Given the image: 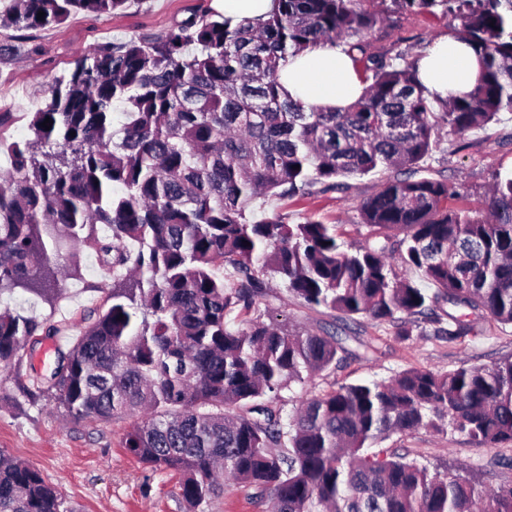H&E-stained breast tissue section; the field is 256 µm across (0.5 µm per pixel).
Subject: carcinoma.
I'll return each mask as SVG.
<instances>
[{"instance_id":"carcinoma-1","label":"carcinoma","mask_w":512,"mask_h":512,"mask_svg":"<svg viewBox=\"0 0 512 512\" xmlns=\"http://www.w3.org/2000/svg\"><path fill=\"white\" fill-rule=\"evenodd\" d=\"M132 2L3 0L0 25L44 29ZM362 2L273 0L253 21L206 10L157 36L99 44L54 80L29 137L0 138L10 160L0 296L54 303L81 267L75 252L63 267L51 256L77 246L112 271L46 380L47 401L78 422L144 414L122 448L177 474L186 512H207L226 479L272 512H512L511 485L481 493L454 469L370 451L418 429L512 444V357L342 385L287 415L272 406L346 349L265 315L269 279L312 309L391 324L404 340L423 319L434 336L468 334L447 306L512 324V173L495 176L477 216L448 207L447 181L418 176L442 133L462 138L512 112V0ZM437 9L480 63L474 88L446 101L420 82V56L373 53L368 41L386 20ZM324 43L364 64L367 86L343 111L308 110L279 83L280 62ZM24 52L17 35L0 42V58ZM371 172L389 173L359 206L372 241L344 249L334 224L256 218L262 197L336 190ZM42 329L0 312L1 373ZM0 512L74 510L39 469L1 450Z\"/></svg>"}]
</instances>
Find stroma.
Here are the masks:
<instances>
[{
  "instance_id": "35a3bbf8",
  "label": "stroma",
  "mask_w": 512,
  "mask_h": 512,
  "mask_svg": "<svg viewBox=\"0 0 512 512\" xmlns=\"http://www.w3.org/2000/svg\"><path fill=\"white\" fill-rule=\"evenodd\" d=\"M212 0H139L121 14L78 13L64 24L32 32L24 56L0 61V112L12 115L0 135L19 140L28 134L29 112L44 101L56 76L68 70L73 58L99 43L125 41L160 33L184 20ZM457 23L444 15H421L399 23L396 33L378 29L369 37L370 49H392L403 38L412 52L423 53L440 36L453 33ZM512 172V113L500 123L469 132L464 138L443 135L439 149L426 159L422 174L448 181L457 192L452 205L482 212L485 195L496 174ZM383 173L346 179L340 190L288 199L259 200L257 217L287 215L297 224L312 217L336 227L340 243L364 241L370 231L361 222L359 203L380 187ZM82 275L62 283L56 303H32L29 295L0 297V304L33 312L53 335L73 342L85 314L98 308L102 290L112 276L93 250L80 254ZM265 306L279 322L291 328L328 330L342 339L348 352L339 367L305 378L282 393L287 412L306 398L345 384L380 381L410 368L448 372L460 366H490L512 356V325H501L474 312L466 319L473 330L448 341L438 336L400 339L392 326L366 319L349 320L326 308L311 310L293 298L277 281L269 282ZM56 355L41 344L27 347L17 365L0 373V450L25 459L41 470L46 480L77 512H185L177 478L154 470L126 454L120 446L128 421L109 424L76 423L45 402H31L27 390L40 386L50 375ZM381 450L417 460L432 470H460L480 490L512 483V445L486 448L458 432L433 433L424 429L394 434L381 442ZM269 504L256 500L251 488L228 480L208 512H268Z\"/></svg>"
}]
</instances>
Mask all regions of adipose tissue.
<instances>
[{
    "label": "adipose tissue",
    "mask_w": 512,
    "mask_h": 512,
    "mask_svg": "<svg viewBox=\"0 0 512 512\" xmlns=\"http://www.w3.org/2000/svg\"><path fill=\"white\" fill-rule=\"evenodd\" d=\"M478 71L471 47L450 35L428 49L419 78L434 96L446 99L469 92ZM279 82L285 94L305 104L342 110L362 95L365 82L358 63L343 48L309 47L281 63Z\"/></svg>",
    "instance_id": "1"
}]
</instances>
